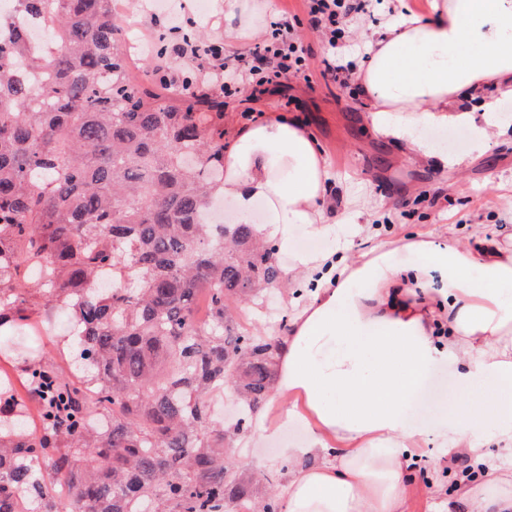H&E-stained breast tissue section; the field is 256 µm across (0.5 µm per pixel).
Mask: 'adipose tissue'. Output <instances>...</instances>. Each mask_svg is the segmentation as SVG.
Segmentation results:
<instances>
[{
	"label": "adipose tissue",
	"instance_id": "ef3b65f1",
	"mask_svg": "<svg viewBox=\"0 0 512 512\" xmlns=\"http://www.w3.org/2000/svg\"><path fill=\"white\" fill-rule=\"evenodd\" d=\"M221 2L241 40L271 10L270 0ZM386 28L354 72L368 122L404 142L412 163L444 178L461 172L467 159L435 152L415 131L474 124L475 110L512 98V0H432L427 17L402 2ZM327 178L316 140L291 118L237 128L224 152L221 195L244 224L265 202L273 219L259 233L287 257L289 288L302 291L275 366L281 416L257 415L252 433L272 441L288 422H306L304 444L281 453V512H407L408 462L430 436L445 465L462 458L480 470L481 484L459 478L457 502L512 512V247L418 234L358 256L298 250V230L336 232L323 207ZM439 365L451 368L455 393L430 426L413 424L405 410ZM486 484L499 498L484 495Z\"/></svg>",
	"mask_w": 512,
	"mask_h": 512
}]
</instances>
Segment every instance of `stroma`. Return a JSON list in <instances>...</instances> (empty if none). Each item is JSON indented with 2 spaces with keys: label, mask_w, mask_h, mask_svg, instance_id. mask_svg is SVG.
Listing matches in <instances>:
<instances>
[{
  "label": "stroma",
  "mask_w": 512,
  "mask_h": 512,
  "mask_svg": "<svg viewBox=\"0 0 512 512\" xmlns=\"http://www.w3.org/2000/svg\"><path fill=\"white\" fill-rule=\"evenodd\" d=\"M114 7L120 15L134 18L126 28L129 52H137L144 40V27H153L160 33L167 25L165 14L142 9L139 0H114ZM182 17L201 32L203 42L223 44L228 54L241 52L242 47L233 35L225 33L224 13L215 9L213 0H194L192 11L183 12ZM298 34L310 54L309 77L291 78L280 93L263 95L250 106L266 116L297 119L315 136L331 171L326 197L328 219L347 221L354 199L360 196L369 199L372 214L361 217L358 229L341 234L339 239L310 238L300 233L295 237L296 244L318 251L339 243L355 255L373 244L392 243L419 233L438 241L452 227L465 242L487 235L501 245H512V98L497 104L507 123L504 132L486 139L477 161L442 182L431 168L411 164L403 145L372 131L365 119L364 99H351L347 89L323 81L317 64L327 52V45L308 25H300ZM484 124L480 118L472 128L426 125L418 134L436 152L464 156L472 150L477 129ZM294 312L292 304L283 298L276 310L269 313L249 307L240 322L248 331L272 332L283 338L288 334L287 321ZM31 320L44 329L39 339L26 336L21 328L0 331L1 373L20 370L27 361L61 365L71 358L70 339L64 334L57 307L37 305ZM305 435L304 424L294 422L280 440L255 446L235 443L238 464L261 471L259 495H266L286 482L288 466L280 462V450L303 443ZM410 470L415 492L408 512H447L448 502L457 489L456 468H444L432 484L426 481L430 474L426 461L411 464Z\"/></svg>",
  "instance_id": "1"
}]
</instances>
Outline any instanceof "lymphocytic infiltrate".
<instances>
[{
	"instance_id": "1",
	"label": "lymphocytic infiltrate",
	"mask_w": 512,
	"mask_h": 512,
	"mask_svg": "<svg viewBox=\"0 0 512 512\" xmlns=\"http://www.w3.org/2000/svg\"><path fill=\"white\" fill-rule=\"evenodd\" d=\"M369 0H306L305 14L309 27L320 33L328 45H335L339 18L367 13ZM170 53L150 55L151 71L171 88L190 89L198 93H219L227 98L258 96L281 89L288 76L307 74L309 56L303 49L295 24L275 23L270 37L256 43L249 56L228 55L218 44L192 42L182 35L178 23H171ZM191 58L196 80H188L173 70L169 55Z\"/></svg>"
}]
</instances>
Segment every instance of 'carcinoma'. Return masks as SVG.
Returning <instances> with one entry per match:
<instances>
[{
	"label": "carcinoma",
	"instance_id": "1",
	"mask_svg": "<svg viewBox=\"0 0 512 512\" xmlns=\"http://www.w3.org/2000/svg\"><path fill=\"white\" fill-rule=\"evenodd\" d=\"M50 48L0 42V328L27 295L66 309L73 378L30 365L0 394V512H280L230 445L267 401L279 341L240 312L288 291L253 224H211L224 178V102H177L132 74L112 0H14ZM27 57L31 75L12 68ZM44 267L38 278L30 262ZM112 277V295L96 287ZM230 387L240 417L212 415Z\"/></svg>",
	"mask_w": 512,
	"mask_h": 512
}]
</instances>
